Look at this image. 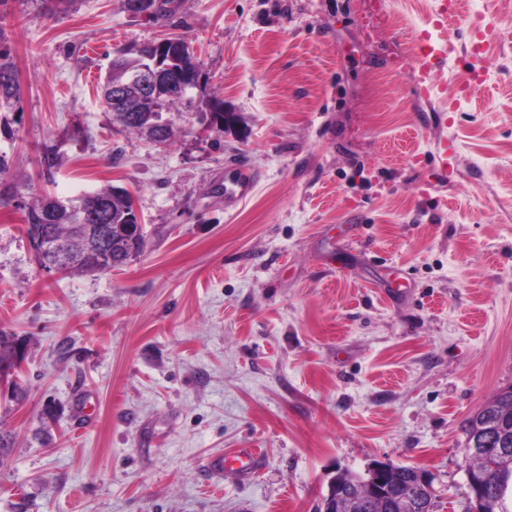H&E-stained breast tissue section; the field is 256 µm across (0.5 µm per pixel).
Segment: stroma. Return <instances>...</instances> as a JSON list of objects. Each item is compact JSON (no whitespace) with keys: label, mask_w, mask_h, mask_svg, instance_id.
Instances as JSON below:
<instances>
[{"label":"stroma","mask_w":512,"mask_h":512,"mask_svg":"<svg viewBox=\"0 0 512 512\" xmlns=\"http://www.w3.org/2000/svg\"><path fill=\"white\" fill-rule=\"evenodd\" d=\"M373 2L178 0L170 22L0 5L21 88L0 112V332L28 350L23 400H0V512H317L337 471L383 459L466 512L463 424L512 386V0H457L426 88L435 0ZM170 35L201 78L158 145L101 86L113 48ZM212 98L246 138L209 129ZM113 185L141 255L43 271L25 205ZM237 448L262 450L255 477L206 471ZM439 53H441V50L436 47L432 39V33L427 30L418 54L419 66L417 73L419 81L425 82L428 79L429 73L433 68L432 59Z\"/></svg>","instance_id":"35a3bbf8"}]
</instances>
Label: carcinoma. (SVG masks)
<instances>
[{"mask_svg": "<svg viewBox=\"0 0 512 512\" xmlns=\"http://www.w3.org/2000/svg\"><path fill=\"white\" fill-rule=\"evenodd\" d=\"M170 77L188 75L200 79V67L193 51L182 37ZM158 54V47L150 44L140 49V55L130 56V51L117 48L112 52V61L103 89V103L112 113L114 122L126 131L154 132L156 116L172 106L183 103L186 97L178 95L160 85L157 92L146 93L138 83L132 81V73L139 65H148V59ZM124 85V101L112 100V87ZM20 85L15 77L10 53L0 48V108H10L20 99ZM128 192L118 186L104 188L76 199H60L44 196L36 203L26 207L25 223L43 224L49 236L55 241L66 244L75 255L79 256L71 269L81 273L110 271L138 256L145 247V236L131 237L119 232V226L127 223L130 205ZM93 215L92 227L112 228V239L106 248L94 245L91 238L77 237L74 225L80 217L75 205ZM20 339L0 334V366L12 365L17 344ZM492 418L498 422L496 434L481 445L480 454L467 461L469 466L481 468L486 476L485 494L489 498L488 512H512L507 502L512 500V468L502 466V450H508L512 456V387L496 394L482 408L466 420L465 435H470L477 423L483 418ZM357 495L352 503V512H391L388 508L366 506L369 492L364 486L356 488Z\"/></svg>", "mask_w": 512, "mask_h": 512, "instance_id": "carcinoma-1", "label": "carcinoma"}]
</instances>
